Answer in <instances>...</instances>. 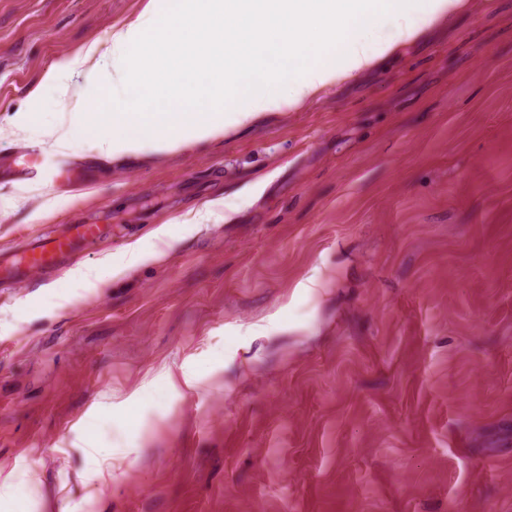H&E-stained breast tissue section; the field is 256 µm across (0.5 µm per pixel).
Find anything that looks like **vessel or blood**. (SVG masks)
Instances as JSON below:
<instances>
[{
	"mask_svg": "<svg viewBox=\"0 0 512 512\" xmlns=\"http://www.w3.org/2000/svg\"><path fill=\"white\" fill-rule=\"evenodd\" d=\"M15 164L19 174L34 176L52 185L64 184L73 177L70 166L29 152L18 156ZM104 231L101 224H71L55 238L32 239L21 252L0 259V275L14 277L29 267L55 268L82 243L101 238Z\"/></svg>",
	"mask_w": 512,
	"mask_h": 512,
	"instance_id": "vessel-or-blood-1",
	"label": "vessel or blood"
}]
</instances>
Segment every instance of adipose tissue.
I'll return each instance as SVG.
<instances>
[{"instance_id":"obj_1","label":"adipose tissue","mask_w":512,"mask_h":512,"mask_svg":"<svg viewBox=\"0 0 512 512\" xmlns=\"http://www.w3.org/2000/svg\"><path fill=\"white\" fill-rule=\"evenodd\" d=\"M153 28L132 24L112 36V69L93 100L77 99L57 126L53 146L101 132L109 154L173 149L274 112L260 94L284 83L298 104L349 79L418 36L461 0H150ZM406 22L379 47L362 39L381 17ZM132 89L117 99L108 86Z\"/></svg>"}]
</instances>
